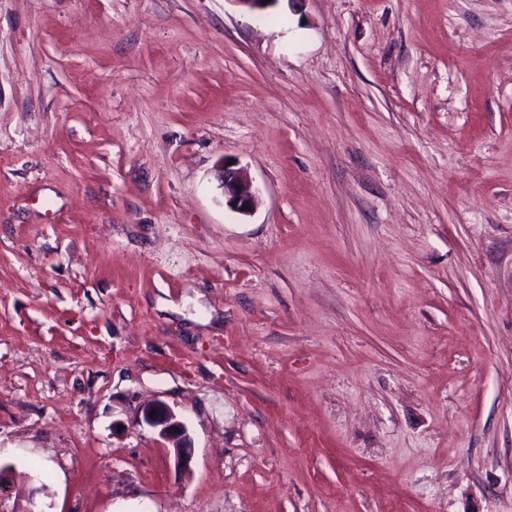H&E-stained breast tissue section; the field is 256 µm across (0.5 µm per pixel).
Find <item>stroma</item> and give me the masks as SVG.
<instances>
[{"mask_svg": "<svg viewBox=\"0 0 512 512\" xmlns=\"http://www.w3.org/2000/svg\"><path fill=\"white\" fill-rule=\"evenodd\" d=\"M0 463L45 512H512V0H0ZM218 188L222 190L224 203L233 211L247 214L253 211L259 200V192L233 165L222 162L216 170ZM248 206V210H245ZM155 411L154 416L150 413ZM141 422L159 428V435L173 443L177 465L187 469L193 456L191 439L183 421L163 402H155L141 410Z\"/></svg>", "mask_w": 512, "mask_h": 512, "instance_id": "obj_1", "label": "stroma"}]
</instances>
